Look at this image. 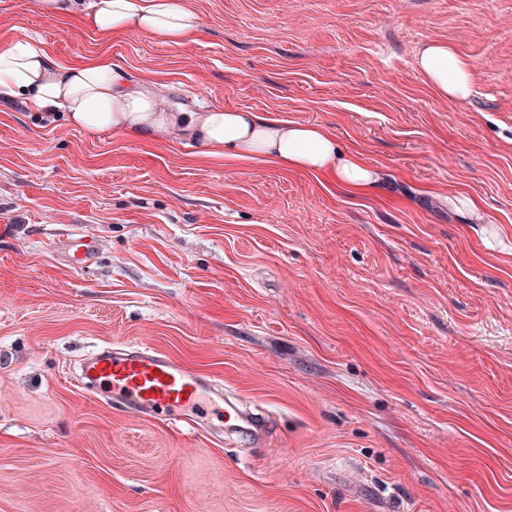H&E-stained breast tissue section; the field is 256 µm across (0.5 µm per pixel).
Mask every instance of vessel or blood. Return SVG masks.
Instances as JSON below:
<instances>
[{"instance_id":"obj_1","label":"vessel or blood","mask_w":512,"mask_h":512,"mask_svg":"<svg viewBox=\"0 0 512 512\" xmlns=\"http://www.w3.org/2000/svg\"><path fill=\"white\" fill-rule=\"evenodd\" d=\"M57 245L69 266L77 271L92 263L98 250L96 240L85 235H65ZM81 381L84 389L92 391L107 386L115 403L150 416L161 415L190 425L197 411L224 409L245 423L250 436H264L271 427L268 418L249 409L244 396L230 400L220 395L205 397V383L178 361L152 347L97 349L83 361Z\"/></svg>"}]
</instances>
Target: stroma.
I'll list each match as a JSON object with an SVG mask.
<instances>
[{
  "instance_id": "stroma-1",
  "label": "stroma",
  "mask_w": 512,
  "mask_h": 512,
  "mask_svg": "<svg viewBox=\"0 0 512 512\" xmlns=\"http://www.w3.org/2000/svg\"><path fill=\"white\" fill-rule=\"evenodd\" d=\"M181 43L0 0L79 65L175 100L327 126L362 194L0 98V512H512V0H191ZM448 43L463 102L416 59ZM474 197L481 219L449 209ZM95 237L81 271L52 242ZM145 344L273 426L216 439L85 392ZM417 67L443 98L467 99L472 83V66L448 44L429 42L420 52Z\"/></svg>"
}]
</instances>
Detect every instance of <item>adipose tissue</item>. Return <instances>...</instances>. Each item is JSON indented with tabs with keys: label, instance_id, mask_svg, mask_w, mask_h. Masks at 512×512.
Listing matches in <instances>:
<instances>
[{
	"label": "adipose tissue",
	"instance_id": "ef3b65f1",
	"mask_svg": "<svg viewBox=\"0 0 512 512\" xmlns=\"http://www.w3.org/2000/svg\"><path fill=\"white\" fill-rule=\"evenodd\" d=\"M49 16L81 12L101 34L137 31L163 43H178L202 24L189 0H40ZM417 67L441 97L467 99L472 66L448 44L429 42ZM0 95L25 97L34 111L62 114L84 131L114 130L132 137L189 139L214 157L268 159L282 166L330 176L364 191L377 175L347 152L325 126L270 118L242 109L170 107L155 85L136 82L105 57L69 66L22 36L0 51Z\"/></svg>",
	"mask_w": 512,
	"mask_h": 512
}]
</instances>
